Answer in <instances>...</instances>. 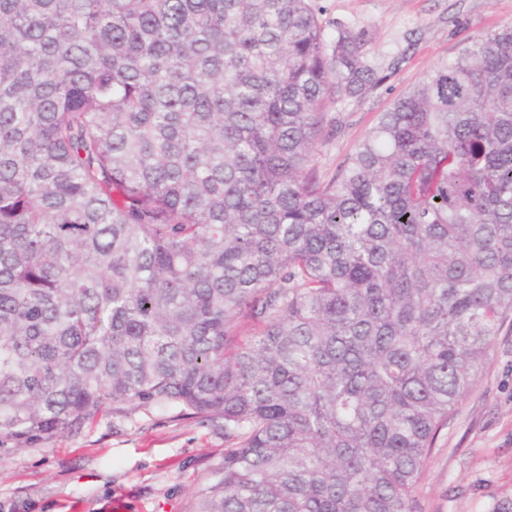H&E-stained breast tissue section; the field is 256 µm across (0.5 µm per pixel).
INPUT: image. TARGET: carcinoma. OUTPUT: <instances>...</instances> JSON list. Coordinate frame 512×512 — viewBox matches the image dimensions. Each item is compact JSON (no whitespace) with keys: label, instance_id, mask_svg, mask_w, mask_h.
<instances>
[{"label":"carcinoma","instance_id":"carcinoma-1","mask_svg":"<svg viewBox=\"0 0 512 512\" xmlns=\"http://www.w3.org/2000/svg\"><path fill=\"white\" fill-rule=\"evenodd\" d=\"M309 0H0V447L224 422L195 512H415L512 323V28L380 83Z\"/></svg>","mask_w":512,"mask_h":512}]
</instances>
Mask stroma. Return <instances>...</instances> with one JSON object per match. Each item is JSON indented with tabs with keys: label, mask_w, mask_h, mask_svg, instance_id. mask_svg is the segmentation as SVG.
I'll return each mask as SVG.
<instances>
[{
	"label": "stroma",
	"mask_w": 512,
	"mask_h": 512,
	"mask_svg": "<svg viewBox=\"0 0 512 512\" xmlns=\"http://www.w3.org/2000/svg\"><path fill=\"white\" fill-rule=\"evenodd\" d=\"M327 38L366 42L383 80L330 108L320 173L331 178L378 116L478 35L512 27V0H309ZM221 422L176 406L124 405L77 433L0 449V512H194L224 464ZM416 512H512V325L440 431L420 474Z\"/></svg>",
	"instance_id": "obj_1"
}]
</instances>
